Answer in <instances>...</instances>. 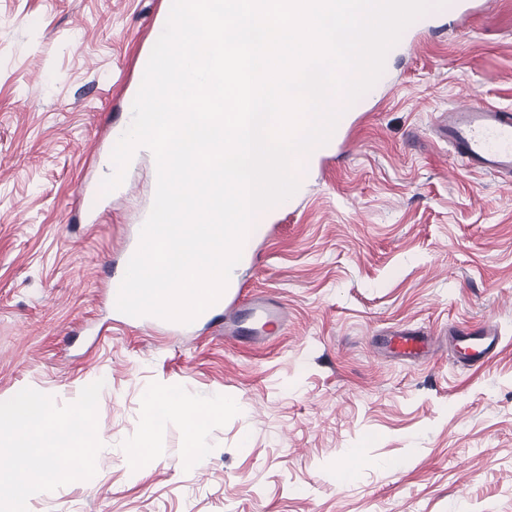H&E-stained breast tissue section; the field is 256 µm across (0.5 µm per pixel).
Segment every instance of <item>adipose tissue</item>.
<instances>
[{"label":"adipose tissue","mask_w":512,"mask_h":512,"mask_svg":"<svg viewBox=\"0 0 512 512\" xmlns=\"http://www.w3.org/2000/svg\"><path fill=\"white\" fill-rule=\"evenodd\" d=\"M0 428L8 432L0 448L10 452L14 466L0 474V505L25 512L29 498L50 493L60 477L53 451L75 446L81 433L73 421L59 422L45 397L29 392L0 401Z\"/></svg>","instance_id":"1"}]
</instances>
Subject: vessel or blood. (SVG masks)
Masks as SVG:
<instances>
[{"label": "vessel or blood", "mask_w": 512, "mask_h": 512, "mask_svg": "<svg viewBox=\"0 0 512 512\" xmlns=\"http://www.w3.org/2000/svg\"><path fill=\"white\" fill-rule=\"evenodd\" d=\"M439 133L469 170L512 181V110L485 101H468L449 109ZM239 305L244 306L246 320L254 324V332L261 338L285 331L286 316L280 302L261 292L252 294L242 304L237 291L225 289L203 316L209 319L223 308ZM388 343L397 359L412 361L432 346L433 339L417 331L402 330L393 334ZM448 343L457 363L478 369L498 354L501 338L489 323L473 329L452 326L448 329Z\"/></svg>", "instance_id": "obj_1"}]
</instances>
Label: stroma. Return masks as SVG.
Masks as SVG:
<instances>
[{"label":"stroma","instance_id":"obj_1","mask_svg":"<svg viewBox=\"0 0 512 512\" xmlns=\"http://www.w3.org/2000/svg\"><path fill=\"white\" fill-rule=\"evenodd\" d=\"M166 21L167 0H0V399L36 393L92 428L28 512H512V195L436 133L454 102L512 107V0L415 20L303 162L236 272L288 315L258 342L225 340L220 318L180 337L112 307L103 271L152 207L154 160L105 195L90 155L130 126ZM85 189L98 216L76 224ZM486 321L500 352L454 364L449 326ZM407 328L437 342L400 362L382 339ZM147 391L236 407L149 434Z\"/></svg>","mask_w":512,"mask_h":512}]
</instances>
